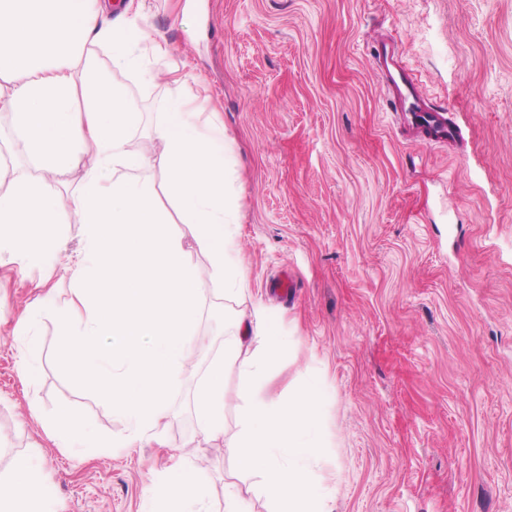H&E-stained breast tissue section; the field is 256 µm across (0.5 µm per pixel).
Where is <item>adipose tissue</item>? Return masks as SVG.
<instances>
[{"mask_svg": "<svg viewBox=\"0 0 512 512\" xmlns=\"http://www.w3.org/2000/svg\"><path fill=\"white\" fill-rule=\"evenodd\" d=\"M110 0H0V112L11 113L30 163L31 178L0 165V251L19 267L37 265L60 247L58 226L76 223L83 249L61 267L73 283L58 318L60 361L122 415L123 434L109 444L134 448L160 442L177 368L193 349L199 300L207 282L225 296L247 287L236 242V194L226 158L232 141L223 127L201 128L179 95H172L154 126L153 149L134 147L129 128L136 105L121 88L101 81L89 46H106L118 69L151 75L167 43L144 26L145 8L126 11L107 27L100 17ZM72 190L56 177L72 167ZM160 167L175 202L211 267L200 279L181 234L155 208L156 189L135 171ZM40 309L27 310L14 330L19 374L33 383L30 347ZM226 359L213 362L195 394V417L206 439H223L236 472L255 477L253 493L269 512H331L316 467L323 448L319 382L272 400L268 372L285 341L262 306L234 313ZM239 376L243 402L239 430L224 435V370ZM50 428L61 447L101 448L107 442L60 413ZM208 475L177 459L146 490L148 512H207ZM52 489L26 456L0 480V512H46Z\"/></svg>", "mask_w": 512, "mask_h": 512, "instance_id": "1", "label": "adipose tissue"}]
</instances>
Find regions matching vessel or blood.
Here are the masks:
<instances>
[{"label": "vessel or blood", "mask_w": 512, "mask_h": 512, "mask_svg": "<svg viewBox=\"0 0 512 512\" xmlns=\"http://www.w3.org/2000/svg\"><path fill=\"white\" fill-rule=\"evenodd\" d=\"M372 60L383 77L392 111L402 114L411 129L426 134L431 141L449 142L456 138L457 131L449 124L446 111L434 108L420 94L413 70L403 60L391 36L378 39Z\"/></svg>", "instance_id": "obj_1"}]
</instances>
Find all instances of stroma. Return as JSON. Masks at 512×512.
<instances>
[{"mask_svg":"<svg viewBox=\"0 0 512 512\" xmlns=\"http://www.w3.org/2000/svg\"><path fill=\"white\" fill-rule=\"evenodd\" d=\"M145 25L169 46L152 80L92 53L137 105L134 140L176 91L233 139L248 290L202 297L194 334L207 342L180 368L164 447L78 453L46 431L60 408L106 438L125 421L58 359L71 283L55 279L33 384L0 346V474L27 455L54 486L51 512H145L172 451L208 473L220 512L225 482L252 479L203 440L194 396L233 311L259 302L288 341L269 394L322 383L333 512H512V0H148ZM390 31L460 140L412 139L391 112L371 58ZM186 62L199 81L173 87ZM284 270L287 299L268 289ZM45 272L0 263V330L37 302Z\"/></svg>","mask_w":512,"mask_h":512,"instance_id":"35a3bbf8","label":"stroma"}]
</instances>
